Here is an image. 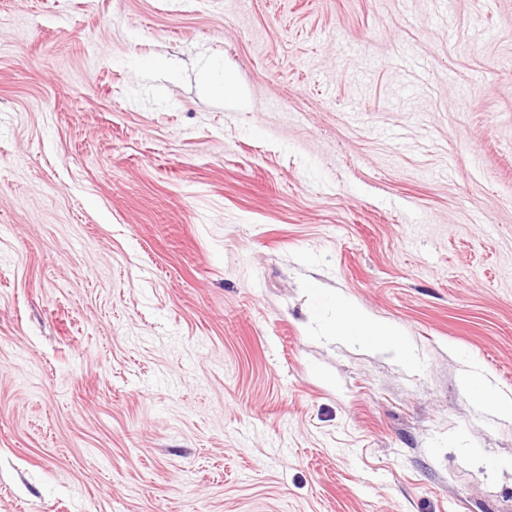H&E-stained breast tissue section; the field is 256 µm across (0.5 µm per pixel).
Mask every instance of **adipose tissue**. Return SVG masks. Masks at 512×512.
<instances>
[{"label": "adipose tissue", "instance_id": "adipose-tissue-1", "mask_svg": "<svg viewBox=\"0 0 512 512\" xmlns=\"http://www.w3.org/2000/svg\"><path fill=\"white\" fill-rule=\"evenodd\" d=\"M321 306L332 309L328 333L339 337H357L374 345L400 348L398 333L392 326L373 321L355 306L338 297L321 299Z\"/></svg>", "mask_w": 512, "mask_h": 512}]
</instances>
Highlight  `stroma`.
<instances>
[{
    "instance_id": "1",
    "label": "stroma",
    "mask_w": 512,
    "mask_h": 512,
    "mask_svg": "<svg viewBox=\"0 0 512 512\" xmlns=\"http://www.w3.org/2000/svg\"><path fill=\"white\" fill-rule=\"evenodd\" d=\"M471 376L512 403V0H0V512H512ZM323 307L333 310V318L328 327L330 336L357 337L374 345L396 348L402 355H406L407 351L392 326L373 321L339 297L321 298L318 310Z\"/></svg>"
}]
</instances>
